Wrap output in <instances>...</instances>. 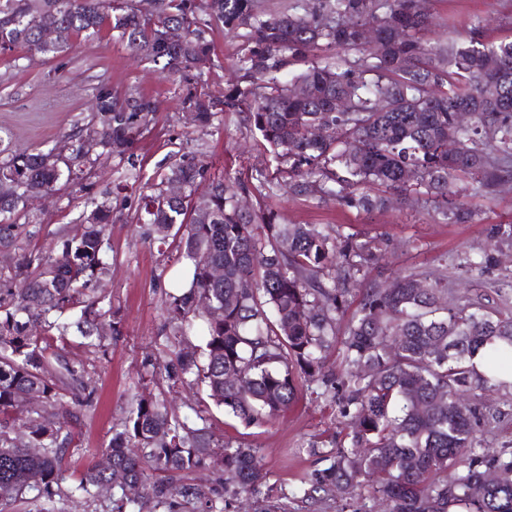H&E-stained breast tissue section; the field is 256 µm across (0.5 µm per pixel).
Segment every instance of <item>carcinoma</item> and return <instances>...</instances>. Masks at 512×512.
I'll use <instances>...</instances> for the list:
<instances>
[{"mask_svg":"<svg viewBox=\"0 0 512 512\" xmlns=\"http://www.w3.org/2000/svg\"><path fill=\"white\" fill-rule=\"evenodd\" d=\"M429 15L419 0H296L286 11L262 0H154L136 10L126 0H0V50L24 48L54 57L80 38L107 32L142 61L169 76L211 63L206 33L220 25L238 42L224 94L190 103L200 128L217 112H238L255 131L253 148L272 153L277 168L258 182L205 181V165L181 147L171 150L138 222L148 235L177 242L176 261L191 267V287L168 293L166 338L174 359L162 380L196 389V420L181 415L161 383L137 395L101 459L65 485L73 428L94 403L95 389L69 355L74 343L106 352L116 332L112 298L91 285L110 273L108 200L89 197L84 218L50 253L25 255L0 283V512L27 495L51 504L82 503L104 487L118 489L113 512H223L227 495L271 498L257 451L213 439L209 406L245 425L269 423L294 405L301 382L353 420L348 443L312 448L321 468L303 473L293 496L368 488L389 512H512V480L489 483L490 470L512 474V450L491 451L478 435L479 393L502 385L512 370V314L480 303L448 302L447 279L400 274L362 290L342 341L344 376L324 372L336 345L357 275L380 258L370 243L337 241L323 224H281L272 208L247 211L241 198L286 189L356 210L394 203L437 204L451 224L470 213L449 184L472 179L471 192L490 195L512 178V39L491 40L484 19L427 43ZM47 28L60 31L42 40ZM185 31L171 41L167 30ZM380 41H360L364 29ZM97 121L76 138L64 161L52 151L0 150V256L11 260L29 219L28 199L56 193L89 165L124 153L157 112L138 92L120 100L101 87ZM468 112L466 124L457 114ZM319 136L312 135V129ZM173 184L182 187L167 196ZM204 186L207 208L193 200ZM224 279L211 280V268ZM488 351L491 375L471 357ZM37 397L32 398L30 394ZM26 430L27 444L14 437ZM203 468L212 486L185 482ZM455 470L448 482V470ZM135 484L146 500L130 497Z\"/></svg>","mask_w":512,"mask_h":512,"instance_id":"obj_1","label":"carcinoma"}]
</instances>
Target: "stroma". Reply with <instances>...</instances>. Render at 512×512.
<instances>
[{"label": "stroma", "mask_w": 512, "mask_h": 512, "mask_svg": "<svg viewBox=\"0 0 512 512\" xmlns=\"http://www.w3.org/2000/svg\"><path fill=\"white\" fill-rule=\"evenodd\" d=\"M425 8L434 24L423 38L431 43L442 39L446 26L462 30L476 16L489 21L492 36L512 34V0H426ZM208 38L214 45L213 66L203 77L187 80L160 74L105 33L78 40L50 59L20 49L0 53V147L11 152L67 145L90 120V103L101 86L116 95L138 90L158 104L154 120L128 158H110L104 172L84 174L35 209L24 231L27 251L40 253L65 235L78 222L82 201L100 196L129 166L139 169L142 180H151L175 143H186L197 152L212 175L230 170L256 176L274 170L271 154L252 149L253 133L237 113H218L209 130H194L185 97L191 92L222 94L224 74L236 60L237 42L222 28L213 27ZM454 186L458 201L472 213L469 223H446L417 205L364 212L285 194L267 205L278 212L280 223L328 224L377 247L383 258L377 267L362 272V280L377 282L409 270L443 274L450 302L471 300L490 309L512 310V234L497 232L512 222V181L490 196L463 192L459 180ZM138 195L130 189L112 198L115 221L109 228V247L115 261L101 286L112 296L118 333L109 339L106 353L84 347L71 352L72 360L92 372L96 387L95 404L77 424L66 459L73 479L99 461L133 395L153 390L151 371L143 362L166 349L165 284L177 264L166 245L145 237L144 226L137 222ZM483 259L488 262L484 272H471V262ZM478 404L488 447L512 450V388L483 393ZM213 415L215 439L230 435L258 448L270 484L288 491L303 472L319 467L311 446L330 447L350 431L349 419L339 415L336 405L313 394L301 396L267 425L238 424L219 409Z\"/></svg>", "instance_id": "1"}]
</instances>
